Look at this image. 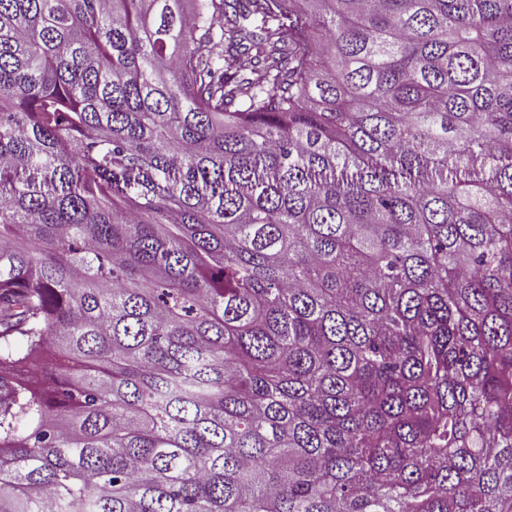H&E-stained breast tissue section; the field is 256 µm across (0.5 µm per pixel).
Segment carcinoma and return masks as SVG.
<instances>
[{
  "instance_id": "obj_1",
  "label": "carcinoma",
  "mask_w": 512,
  "mask_h": 512,
  "mask_svg": "<svg viewBox=\"0 0 512 512\" xmlns=\"http://www.w3.org/2000/svg\"><path fill=\"white\" fill-rule=\"evenodd\" d=\"M0 188V512H512V0H0Z\"/></svg>"
}]
</instances>
